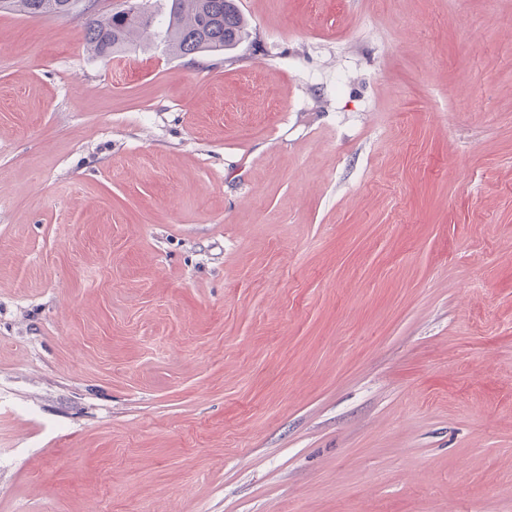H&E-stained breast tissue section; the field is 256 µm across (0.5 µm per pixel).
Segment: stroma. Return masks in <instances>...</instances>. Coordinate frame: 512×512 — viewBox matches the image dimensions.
I'll list each match as a JSON object with an SVG mask.
<instances>
[{"label":"stroma","instance_id":"stroma-1","mask_svg":"<svg viewBox=\"0 0 512 512\" xmlns=\"http://www.w3.org/2000/svg\"><path fill=\"white\" fill-rule=\"evenodd\" d=\"M238 6L0 10V512H512V0ZM170 2L165 42L178 57L230 50L249 36L236 0ZM82 26L87 48L94 55L107 58L147 39L153 27V16L146 13L126 20L113 9H99L96 15Z\"/></svg>","mask_w":512,"mask_h":512}]
</instances>
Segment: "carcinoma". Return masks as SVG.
<instances>
[{"instance_id": "1", "label": "carcinoma", "mask_w": 512, "mask_h": 512, "mask_svg": "<svg viewBox=\"0 0 512 512\" xmlns=\"http://www.w3.org/2000/svg\"><path fill=\"white\" fill-rule=\"evenodd\" d=\"M78 5L79 0H0L1 8L32 18L67 15ZM152 27L149 13L126 20L111 9L100 10L83 24V38L94 55L107 58L148 38ZM248 36L236 0H171L165 39L178 57L230 50Z\"/></svg>"}]
</instances>
